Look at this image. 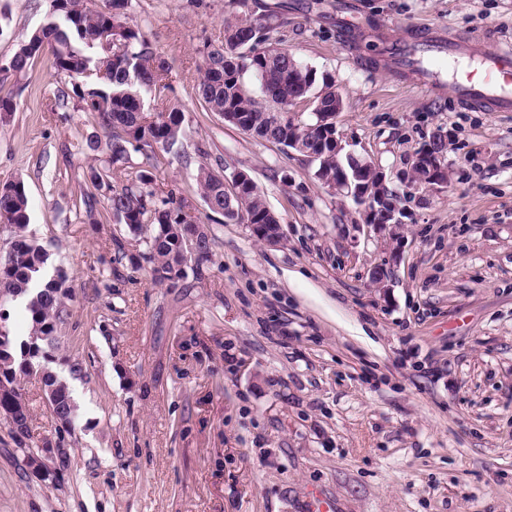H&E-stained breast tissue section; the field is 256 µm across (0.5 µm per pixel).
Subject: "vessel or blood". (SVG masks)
<instances>
[{
	"label": "vessel or blood",
	"mask_w": 512,
	"mask_h": 512,
	"mask_svg": "<svg viewBox=\"0 0 512 512\" xmlns=\"http://www.w3.org/2000/svg\"><path fill=\"white\" fill-rule=\"evenodd\" d=\"M417 44L434 55L448 56L452 79L441 84L436 73L421 74L419 80L430 89H447L468 108L486 107L496 112L512 110V49L493 46L475 56L473 66H461L458 56L463 48L456 39L442 40L428 32H415L395 43L397 56H404L408 45Z\"/></svg>",
	"instance_id": "obj_1"
}]
</instances>
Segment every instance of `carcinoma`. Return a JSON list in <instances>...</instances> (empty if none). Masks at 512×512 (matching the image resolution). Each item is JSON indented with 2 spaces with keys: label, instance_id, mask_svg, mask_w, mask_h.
I'll return each mask as SVG.
<instances>
[{
  "label": "carcinoma",
  "instance_id": "1",
  "mask_svg": "<svg viewBox=\"0 0 512 512\" xmlns=\"http://www.w3.org/2000/svg\"><path fill=\"white\" fill-rule=\"evenodd\" d=\"M131 0H112V7L95 0H51V13L43 26L32 32L18 47L3 69L0 83L19 79L45 47L51 48L52 67L59 75L73 80L61 91L62 99L78 101V107L94 115L106 140L89 139L87 148L98 153L96 164L86 173L80 204L95 223L111 220L126 225L137 234L150 225L147 262L158 280L182 278L184 256L195 254L192 269L209 259V237L203 231L189 239L183 225L194 224L186 211L187 200L170 190L160 197L155 188L160 153L168 152L182 135L183 113L169 103L171 85L165 82V62L154 42L139 27L127 23ZM271 27L251 19H240L224 26V40L209 43L203 51L198 84L199 99L208 112L230 114L228 123L265 141L288 148V134L294 130L308 138L323 139L336 134V89L332 80L301 65L284 48L271 42ZM112 39L121 53L112 57L111 76L101 80L80 74L98 69L104 57L103 42ZM251 71L260 82L262 99L246 89L243 74ZM156 101V120L143 122L144 94ZM308 98L313 111L321 113V123L299 126L288 118L289 107ZM145 158L142 166L131 165V153ZM126 172V183L112 185L119 171ZM314 176L322 181L336 177V146L325 143V153L314 162ZM200 197L210 212L224 216L226 224H263L276 231L278 217L267 207L251 177L242 183L231 181L201 166L196 175ZM106 192V207L94 211L97 196ZM29 201L23 182L6 185L0 191V224L12 229L7 248L0 252V289L17 295L30 321L28 336L10 335L0 319V379L11 389L0 392V417L10 426L18 445L29 437V413L17 388L18 379L43 374L60 417L75 419L76 405L67 385L40 364L41 344L57 339L62 324L65 299L69 297L68 275L57 268L49 272L50 256L27 233Z\"/></svg>",
  "mask_w": 512,
  "mask_h": 512
}]
</instances>
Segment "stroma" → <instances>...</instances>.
<instances>
[{"mask_svg":"<svg viewBox=\"0 0 512 512\" xmlns=\"http://www.w3.org/2000/svg\"><path fill=\"white\" fill-rule=\"evenodd\" d=\"M49 5L0 0V63ZM239 14L332 78L336 135L383 172L398 225H367L306 157L202 110L201 50ZM128 23L184 117L157 193L185 197L211 259L152 281L142 236L75 211L101 129L59 106L50 53L8 81L0 182L23 181L28 231L69 275L47 366L77 420L63 430L40 380L20 381L27 446L54 448V477L31 474L0 419V512H512V111L395 77L386 53L419 25L512 47V0H132ZM437 136L447 182L405 184ZM202 164L247 172L281 241L208 221Z\"/></svg>","mask_w":512,"mask_h":512,"instance_id":"obj_1","label":"stroma"}]
</instances>
